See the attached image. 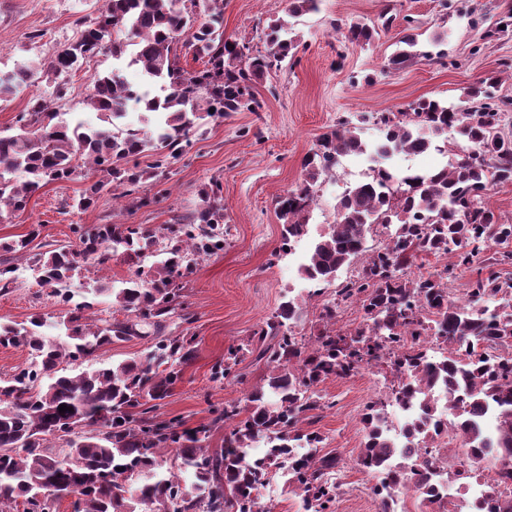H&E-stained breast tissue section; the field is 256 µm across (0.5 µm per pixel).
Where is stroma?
<instances>
[{"mask_svg": "<svg viewBox=\"0 0 512 512\" xmlns=\"http://www.w3.org/2000/svg\"><path fill=\"white\" fill-rule=\"evenodd\" d=\"M100 6L101 0H0V73L30 58L50 57L74 42L77 19L95 16ZM511 11L512 0H319L317 11L295 20L302 42L299 64L272 72L258 85L261 112H240L205 125L188 155L173 164L166 197L130 212L105 192L87 211H72L68 202L92 181L81 173L47 183L32 194L24 211L1 220L0 243L26 234L34 224L42 227L31 244L36 252L68 242L74 224H166L196 209L205 186L221 183L224 250L195 266L185 290L193 322L175 321L167 329L171 336L193 337L195 359L160 410L162 417H179L187 430L209 426L226 404H244L247 393L268 374L263 363L247 355L236 365L235 378L214 382L212 368L230 347L249 338L289 299L304 312L299 334L305 341H312L321 327L326 298L310 295L299 259L271 257L282 230L276 202L301 182L304 155L342 118L399 112L423 96L454 100L463 88L491 76L499 80L500 97L511 104L502 129L512 132V27L500 26ZM387 14L392 26L371 46L344 43L342 33L349 25L377 26ZM286 15V0H224V34L257 40L271 19ZM410 19L423 40L441 39L447 59L391 65L399 33ZM35 30L44 32L45 45L29 43L27 35ZM111 67V58L101 56L94 68L68 76L61 105L69 119L88 116L82 101L91 74ZM365 170L363 155L343 158L332 188L317 199L307 235L297 243L301 257L334 223L337 197L363 180ZM12 263L18 282L0 294V321L64 315L63 305L37 286L27 254H13ZM391 384L390 374L365 367L348 378H328L317 388L324 407L310 412L302 426L319 431L324 452L339 458L331 474L338 486L334 512H379L370 479L357 464L364 441L359 413L369 399L387 398Z\"/></svg>", "mask_w": 512, "mask_h": 512, "instance_id": "35a3bbf8", "label": "stroma"}]
</instances>
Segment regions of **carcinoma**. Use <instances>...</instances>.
<instances>
[{
  "mask_svg": "<svg viewBox=\"0 0 512 512\" xmlns=\"http://www.w3.org/2000/svg\"><path fill=\"white\" fill-rule=\"evenodd\" d=\"M200 1L205 22L193 10ZM223 23L224 0H104L95 17L81 19L79 38L50 60H30L0 74L1 106L21 88L76 71L95 56L110 55L115 62L111 71L93 74L83 100L102 125H72L50 98L35 94L18 115L16 132L0 134V219L5 211L24 210L41 186L70 180L84 169L95 180L74 200L79 210L119 187V197L131 198V209L164 196L166 190L152 194L146 185H161L205 119L260 111L263 100L254 84L284 63L299 62L300 40L284 20L267 24L263 51L244 37H224ZM376 35V28L353 23L346 38L364 48ZM398 43L403 48L393 65L443 55L424 49L411 26ZM181 45L204 60L203 69L188 72L179 65ZM122 63L161 84L164 95L133 97L120 74ZM495 84L491 77L466 88L456 101L422 97L400 112L341 120L305 155L302 181L277 201L283 245L305 233L318 182L343 157L367 152L385 162L403 152H446L450 131L460 138V152L449 166L414 180L384 168L338 199L335 223L302 269L305 278L329 285L343 266L357 259L360 268L323 305V328L312 344L293 331L299 315L290 299L247 342L228 350L213 380L231 378L246 354L265 362L270 373L248 393L245 408L229 404L214 420L224 423L220 452L204 446L209 430L186 431L178 418L152 415L194 360V337L160 332L184 308L195 258L222 251L219 182L210 184L194 212L171 224H73V241L33 254L37 285L68 306L53 322L66 341L48 339L42 318L26 325L0 322V346L23 348L31 357L28 366L0 380V508L55 512L57 501L73 494L80 512H268L260 505L261 489L271 468L286 465L288 485L306 509L332 512L337 485L328 474L339 458L320 454L323 436L300 423L307 412L326 407L315 391L325 379L384 363L396 378L390 403L413 415L403 424L407 448L388 439L384 402H368L361 417L366 442L358 465L377 479L373 490L381 512H397L400 478L408 470L422 471L414 495L423 504L435 512H459L448 507L439 474L437 441L445 437L466 449L459 468L448 472L450 482L465 490L482 485L480 512H512V292L499 278L479 274L462 301L448 288V272L408 273L421 254L449 255L452 267L469 268L494 244L512 240V224L486 203L493 186L512 183V135L500 128L502 101L491 92ZM133 100L140 105L141 124H117ZM367 123L381 133L370 148L360 137ZM145 155L153 161L142 169L138 159ZM17 172L26 180L16 181ZM375 227L386 239L369 250L366 236ZM38 235L34 227L0 243V251H25ZM119 252L135 265L125 287H74L85 265L105 266ZM151 255L157 260L148 264ZM14 282L15 268L1 258L0 293ZM106 291L125 318L87 324V312ZM342 304H356L363 313L353 332L334 328ZM144 326L157 333L145 357L68 371V365L95 359ZM437 385L448 399L446 414L435 397ZM62 404L69 410L59 412Z\"/></svg>",
  "mask_w": 512,
  "mask_h": 512,
  "instance_id": "carcinoma-1",
  "label": "carcinoma"
}]
</instances>
